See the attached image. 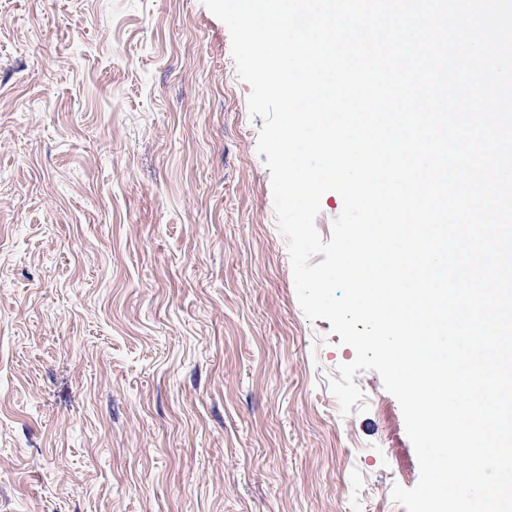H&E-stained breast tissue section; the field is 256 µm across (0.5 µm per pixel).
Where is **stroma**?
Here are the masks:
<instances>
[{"label":"stroma","mask_w":512,"mask_h":512,"mask_svg":"<svg viewBox=\"0 0 512 512\" xmlns=\"http://www.w3.org/2000/svg\"><path fill=\"white\" fill-rule=\"evenodd\" d=\"M202 0H0V512H407L380 375L307 319Z\"/></svg>","instance_id":"1"}]
</instances>
